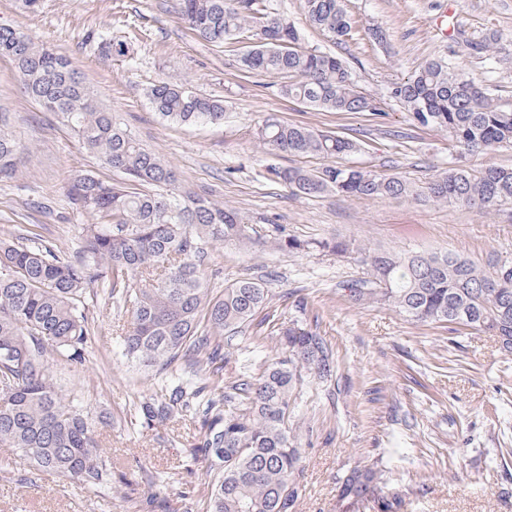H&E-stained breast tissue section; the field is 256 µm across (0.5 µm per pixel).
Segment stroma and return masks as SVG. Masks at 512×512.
<instances>
[{"instance_id":"obj_1","label":"stroma","mask_w":512,"mask_h":512,"mask_svg":"<svg viewBox=\"0 0 512 512\" xmlns=\"http://www.w3.org/2000/svg\"><path fill=\"white\" fill-rule=\"evenodd\" d=\"M273 12L296 23L310 45L350 66L359 88L380 100L382 113L322 111L287 99L269 80L246 76L230 45L208 43L184 23L178 0H0V19L36 44L66 56L119 113L144 147L170 164L179 179L246 216L258 235L251 249L217 246L204 276L214 294L247 274L268 288L266 310L275 327L299 321L336 353L327 380L307 379L295 395L304 453L296 512H381L377 503L341 498V484L358 465L377 468L397 512H512V355L489 331L456 324L414 323L382 303L361 305L340 282L366 277L355 249L450 251L482 266L512 261V205L482 214L462 206L401 200L363 201L328 193L293 196L263 178L266 165L319 167L315 158L267 154L256 137L268 115L357 140L360 151L343 165L398 174L415 183L447 169L456 150L446 133L418 124L388 98L391 82L427 60L454 59L470 76L489 78L512 103V0H346L360 34L328 41L305 22L302 0H270ZM386 39L369 38V29ZM124 44L125 55L104 56L96 32ZM491 38L496 61L455 56L453 32ZM173 78L223 100V125L163 123L147 92ZM0 112L24 159L0 180V226L37 224L62 249L73 250L86 215L72 208L67 185L95 160L52 113L21 92L14 65L0 60ZM312 242L307 252L278 250L269 224ZM347 241L346 255L317 249ZM95 318L84 365L52 363L65 393L80 394L95 420L112 482L129 484V498L62 485L45 473L0 471V512H206L208 479L195 462L203 433L199 419L181 417L166 430L141 428L135 405L158 389L122 356L128 315L106 288L94 286ZM275 327L253 320L233 348L261 371L279 353Z\"/></svg>"}]
</instances>
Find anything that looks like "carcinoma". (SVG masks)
<instances>
[{"mask_svg": "<svg viewBox=\"0 0 512 512\" xmlns=\"http://www.w3.org/2000/svg\"><path fill=\"white\" fill-rule=\"evenodd\" d=\"M309 26L336 43L354 35L356 21L345 0H304ZM187 27L203 39L231 44L246 74L261 76L279 93L329 112H379L380 102L359 90L346 62L308 46L296 25L281 19L280 37L265 36L268 0H180ZM0 59L15 65L26 97L55 115L99 166L76 175L67 196L92 218L81 227V245L67 253L33 228H0V447L11 448L32 468L86 490L112 488V462L100 447L95 421L83 401L65 397L48 357L70 366L85 362L94 332L88 293L94 283L110 288L130 316L123 357L147 374L165 378L177 366L192 372L238 363L224 341L241 331L269 300L262 283L246 275L211 294L203 267L216 245L247 249L253 228L240 212L207 192L181 186L174 169L145 148L117 113L53 48L35 44L22 30L0 24ZM388 97L415 121L448 133L460 153L512 149V110L495 89L480 84L441 57L389 84ZM165 122L224 123V103L175 80L148 92ZM257 139L271 155L335 159L360 144L332 132L288 123L270 115ZM23 154L0 119V178L17 170ZM264 178L301 197L324 193L363 200L403 199L490 211L512 205V167L472 170L456 165L416 185L395 175L326 164L317 169L269 164ZM275 246L304 251L308 245L275 226ZM369 276L341 287L356 302L384 301L413 322H446L493 332L512 353V264L486 269L446 252L357 250ZM209 329H200V319ZM281 353L258 374L239 369L225 386L167 384L140 404L141 424L165 425L179 412L203 417L200 451L208 465L207 512H294L302 448L293 430L294 392L305 377L328 379L336 367L333 349L318 334L292 323L280 331ZM380 476L356 467L341 496L356 502L379 498Z\"/></svg>", "mask_w": 512, "mask_h": 512, "instance_id": "carcinoma-1", "label": "carcinoma"}]
</instances>
